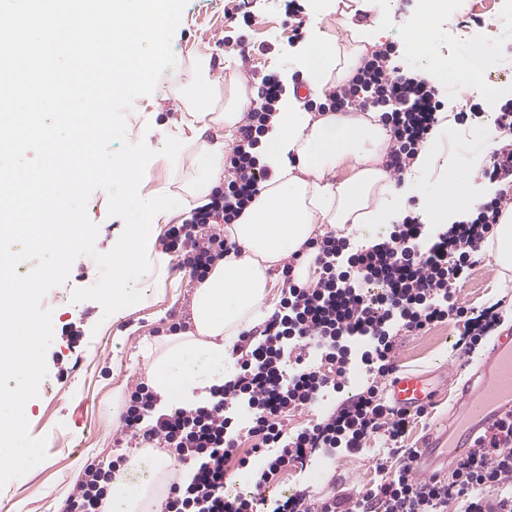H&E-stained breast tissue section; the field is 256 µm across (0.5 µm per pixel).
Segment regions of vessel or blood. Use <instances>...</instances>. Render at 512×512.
Instances as JSON below:
<instances>
[{
	"label": "vessel or blood",
	"mask_w": 512,
	"mask_h": 512,
	"mask_svg": "<svg viewBox=\"0 0 512 512\" xmlns=\"http://www.w3.org/2000/svg\"><path fill=\"white\" fill-rule=\"evenodd\" d=\"M479 386H465L461 404L452 418L429 433L412 461L422 475L440 473L455 458L468 454L479 432L512 416V335L493 343L476 369ZM440 390L430 373L402 372L387 387L392 405L415 411L433 400Z\"/></svg>",
	"instance_id": "1"
}]
</instances>
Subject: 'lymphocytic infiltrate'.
<instances>
[{"mask_svg":"<svg viewBox=\"0 0 512 512\" xmlns=\"http://www.w3.org/2000/svg\"><path fill=\"white\" fill-rule=\"evenodd\" d=\"M399 58L396 44H383L365 58L347 88L328 94L321 105L325 112L381 109L391 132L385 167L396 174L434 137L449 107L437 84L401 71ZM278 91L276 75L258 77L242 137L229 157L233 179L208 208L194 210L190 223L166 232L167 250L182 253L193 279L204 280L213 261L231 248L226 238L208 233V226L218 218L234 223L260 191L264 175L254 150L267 130ZM498 125L503 141L493 168L484 173L498 189L476 214L448 225L421 224L408 215L389 236L360 246L332 231L310 239L285 272L279 308L262 330L240 333L232 348L237 368L213 391L209 405L164 412L152 390L132 392L123 432L173 449L187 467L183 479L171 484L159 512H255L253 499L224 494L225 463L237 452L243 409L247 433L257 439L253 452L266 461L254 482L258 488L315 455L332 456L340 448L356 453L371 439L389 445L402 437L410 415L394 409L384 393L397 370L399 336L460 322L465 332L458 346L468 354L500 321L490 309L471 316L457 299L480 249L493 241L497 224L512 210V100L501 106ZM308 260L315 265V277L297 282L293 268ZM289 356L294 359L290 369L284 365ZM324 363L332 375L321 373ZM356 367L365 381L358 393L344 396V382ZM336 395L340 403L319 420L284 430L282 414ZM475 443L448 477L421 479L405 458L392 476L371 486L328 497L301 491L276 501L272 512H446L449 501L459 498L466 502L464 512H512V418ZM110 477L99 466H87L63 512H101L103 484Z\"/></svg>","mask_w":512,"mask_h":512,"instance_id":"lymphocytic-infiltrate-1","label":"lymphocytic infiltrate"}]
</instances>
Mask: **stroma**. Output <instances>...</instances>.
Masks as SVG:
<instances>
[{"instance_id":"35a3bbf8","label":"stroma","mask_w":512,"mask_h":512,"mask_svg":"<svg viewBox=\"0 0 512 512\" xmlns=\"http://www.w3.org/2000/svg\"><path fill=\"white\" fill-rule=\"evenodd\" d=\"M346 2L348 14L368 13L364 27L381 29V42L404 47V68L414 69L418 55L425 51L436 70L446 71L439 84L452 99L454 112L465 113L467 120L462 124L449 120L457 134L454 143H447L441 132L436 140L440 149L456 158L458 181L481 182L483 170L494 163L496 150L483 148L474 131L483 113L497 111L501 102L512 99V76L502 71L503 61L512 58V0H484L475 13L465 2L461 11L468 27L461 38L450 40L448 20L441 15L435 20L432 40L425 45L409 38L425 8L423 0H397L394 15L383 28L376 20L378 8L369 0ZM478 17L483 20L479 26L474 23ZM314 25L332 37L345 35L335 15L324 14L320 0H188L171 42L176 66L166 69L154 92L136 98L125 113L128 140L145 141L155 153L140 184V196L186 195L194 177L191 158L203 143L215 142L221 135L218 127L199 135L190 130L193 95L198 89L208 90L220 112L231 94L249 92L248 78L253 74L272 72L282 84L304 87L291 51ZM262 43L269 45L268 53L257 52ZM179 128L186 138L185 153L182 162L175 163L161 155V139L164 131ZM479 151L484 158L476 167L472 157ZM87 212L99 226L96 251L109 252L124 222L109 215L104 190L91 194ZM494 254V247L483 249L479 265L458 289L457 298L477 312L494 308L502 313L504 326L512 327V270L501 268ZM98 276L91 257H78L67 281L51 289L43 300L44 307L53 311L54 340L46 355L48 373L38 397L30 402L28 423L32 437L46 438L48 457L0 488V512H59L77 475L89 464L119 454L128 459L136 455L140 450L136 443L122 449L113 445L112 436L122 423L112 412V391L120 386L129 393L146 382L147 367L137 354L142 340H163L176 324L186 332L193 328L196 282L180 270L176 254L167 253L164 272L146 301L116 320L104 318L96 301L71 300L75 289L93 285ZM73 329L82 336L72 346L67 334ZM463 332V324L450 321L423 334L400 336L396 359L402 370L448 376L447 387L428 413L411 418L399 442L402 452L419 448L437 420L459 404L474 362L485 356L483 346L468 354L457 348ZM383 452V442L372 440L358 453L340 449L335 458L302 469L289 468L271 482L269 502L315 483L323 494L331 495L373 482Z\"/></svg>"}]
</instances>
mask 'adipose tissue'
Instances as JSON below:
<instances>
[{"instance_id": "adipose-tissue-1", "label": "adipose tissue", "mask_w": 512, "mask_h": 512, "mask_svg": "<svg viewBox=\"0 0 512 512\" xmlns=\"http://www.w3.org/2000/svg\"><path fill=\"white\" fill-rule=\"evenodd\" d=\"M368 41L367 34L354 29L341 44L314 27L294 51L293 62L310 92L320 94L347 83ZM387 138L386 129L371 114L308 112L293 91H286L259 151L260 163L270 175L251 205L225 227L238 252L216 261L193 292V332L146 342L140 348L161 409L205 404L213 389L223 385L229 351L238 334L263 315L274 286L270 269L302 249L319 226L376 236L401 218L412 188H395L381 167L379 158ZM347 161L352 164V176L335 186L326 183L325 174ZM192 166L196 178L189 193L202 206L222 182L223 142L203 148ZM480 196L472 187L440 189L430 201L429 220L451 222ZM182 208V198L172 197L164 206L140 209L136 221L126 225L113 242L109 298L113 316L137 307L148 293L144 273L127 260V252L150 253L159 224ZM146 456L153 464L152 477L130 482L131 472L139 465L135 459L118 468L103 512H148L154 479L163 475L169 461L151 450Z\"/></svg>"}]
</instances>
